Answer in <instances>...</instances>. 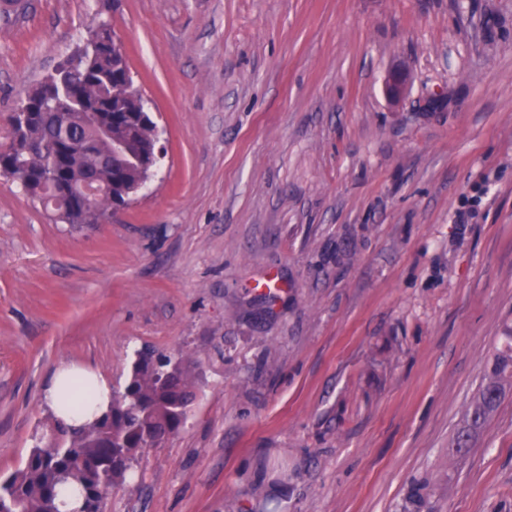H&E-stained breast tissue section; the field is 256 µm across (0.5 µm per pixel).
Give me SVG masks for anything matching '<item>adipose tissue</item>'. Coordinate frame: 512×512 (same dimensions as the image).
Segmentation results:
<instances>
[{
  "instance_id": "adipose-tissue-1",
  "label": "adipose tissue",
  "mask_w": 512,
  "mask_h": 512,
  "mask_svg": "<svg viewBox=\"0 0 512 512\" xmlns=\"http://www.w3.org/2000/svg\"><path fill=\"white\" fill-rule=\"evenodd\" d=\"M90 381V391L80 390L81 381ZM111 387L98 376L74 364L59 365L53 380L43 394V401L71 425H78L100 415L107 408Z\"/></svg>"
}]
</instances>
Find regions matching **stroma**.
Instances as JSON below:
<instances>
[{"label":"stroma","mask_w":512,"mask_h":512,"mask_svg":"<svg viewBox=\"0 0 512 512\" xmlns=\"http://www.w3.org/2000/svg\"><path fill=\"white\" fill-rule=\"evenodd\" d=\"M2 120L99 21L162 156L101 224L0 177V472L55 368L193 364L103 512H512V0H26ZM407 93L393 100L394 73ZM507 342L486 369L484 383L478 397L467 412V426L459 433L453 450L461 453L469 445L473 430L481 427L498 406L505 385L512 381V332Z\"/></svg>","instance_id":"stroma-1"}]
</instances>
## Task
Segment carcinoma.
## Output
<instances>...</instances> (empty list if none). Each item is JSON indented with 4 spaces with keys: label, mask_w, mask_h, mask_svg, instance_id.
Masks as SVG:
<instances>
[{
    "label": "carcinoma",
    "mask_w": 512,
    "mask_h": 512,
    "mask_svg": "<svg viewBox=\"0 0 512 512\" xmlns=\"http://www.w3.org/2000/svg\"><path fill=\"white\" fill-rule=\"evenodd\" d=\"M41 82L27 98L36 114L22 129L18 145L0 153V167L12 172L33 200L45 205L58 203L51 192L40 190L38 173L48 164L47 151L70 138L86 145L76 153L78 175L112 186L129 187L142 178L134 158L156 148V125L150 115L131 123L128 115L141 113L145 100L132 90L125 60L104 48L93 55L80 44L52 76ZM94 107L112 114V137L126 142L132 159L108 166L102 156L107 144L98 139L97 128L77 124L76 112ZM109 195L100 198L94 210L77 208L65 213L70 224H95L112 210ZM512 382V333L486 369L478 397L467 412V426L459 433L453 450L461 453L469 445L473 430L481 427L498 406L505 385ZM190 365L145 350L137 353L123 392L112 395L107 411L96 420L67 427L49 414L43 428L54 433L48 443L40 436L23 467L0 476V512H59V487H78L82 505L78 512H101L113 485L122 482L132 462L145 448L176 434L186 409L195 397Z\"/></svg>",
    "instance_id": "obj_1"
}]
</instances>
